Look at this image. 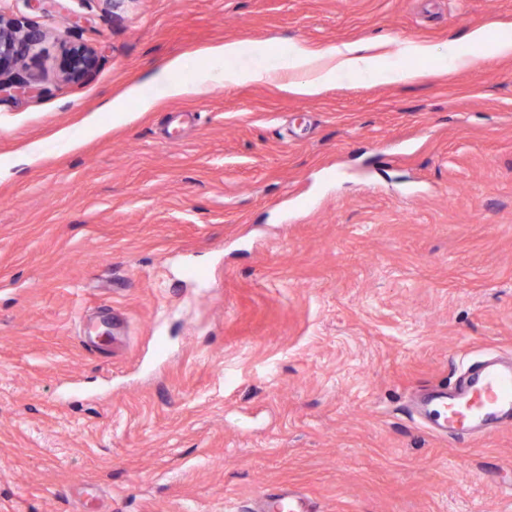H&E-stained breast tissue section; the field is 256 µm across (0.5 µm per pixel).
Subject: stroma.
<instances>
[{"mask_svg": "<svg viewBox=\"0 0 512 512\" xmlns=\"http://www.w3.org/2000/svg\"><path fill=\"white\" fill-rule=\"evenodd\" d=\"M42 33L0 101V512H512V428L413 394L512 356V0H6ZM384 42L415 83L103 104L204 47ZM409 42L435 50L399 55ZM96 69L65 80L69 45ZM466 41L478 46L484 57L512 56V36H493L485 26L470 31ZM255 512H314L313 503L298 491H282L279 494H268L259 490L255 500Z\"/></svg>", "mask_w": 512, "mask_h": 512, "instance_id": "obj_1", "label": "stroma"}]
</instances>
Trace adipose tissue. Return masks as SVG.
I'll use <instances>...</instances> for the list:
<instances>
[{"label": "adipose tissue", "mask_w": 512, "mask_h": 512, "mask_svg": "<svg viewBox=\"0 0 512 512\" xmlns=\"http://www.w3.org/2000/svg\"><path fill=\"white\" fill-rule=\"evenodd\" d=\"M204 54L213 65L193 80H176V73L184 66L183 57L176 56L152 76L148 85L132 84L113 97L108 109L114 122L131 120L135 113L150 111L167 98L189 95L209 87L273 81L284 75L289 78V91L309 96L318 94L341 73H354L376 84L417 82L426 76L422 70L383 64L381 54L372 45H332L315 52L305 45L293 43L288 49V64L283 68L268 63L267 51L260 44L227 41L205 49ZM246 54L254 57L253 66H238V59Z\"/></svg>", "instance_id": "1"}]
</instances>
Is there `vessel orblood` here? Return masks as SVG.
<instances>
[{
	"mask_svg": "<svg viewBox=\"0 0 512 512\" xmlns=\"http://www.w3.org/2000/svg\"><path fill=\"white\" fill-rule=\"evenodd\" d=\"M418 413L439 436L462 440L473 433L490 435L512 427V364L496 359L467 369L449 389H432L418 404ZM254 512H315L297 491H258Z\"/></svg>",
	"mask_w": 512,
	"mask_h": 512,
	"instance_id": "vessel-or-blood-1",
	"label": "vessel or blood"
}]
</instances>
